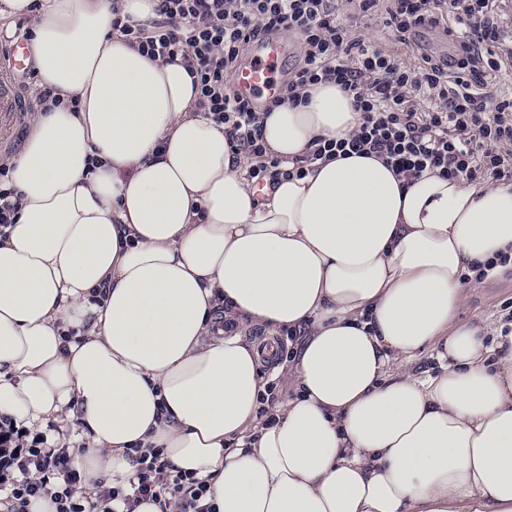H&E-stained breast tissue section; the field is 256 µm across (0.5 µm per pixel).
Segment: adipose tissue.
<instances>
[{
    "instance_id": "obj_1",
    "label": "adipose tissue",
    "mask_w": 512,
    "mask_h": 512,
    "mask_svg": "<svg viewBox=\"0 0 512 512\" xmlns=\"http://www.w3.org/2000/svg\"><path fill=\"white\" fill-rule=\"evenodd\" d=\"M157 3L0 0L61 100L10 160L0 414L57 423L88 495L159 448L216 512H512V331L459 319L472 266L512 255V185L353 156L256 190L184 64L113 30ZM359 122L320 84L263 138L289 164ZM256 327L300 338L267 408Z\"/></svg>"
}]
</instances>
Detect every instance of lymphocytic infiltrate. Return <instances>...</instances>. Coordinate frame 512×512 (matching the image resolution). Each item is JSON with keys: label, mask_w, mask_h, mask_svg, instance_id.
Returning a JSON list of instances; mask_svg holds the SVG:
<instances>
[{"label": "lymphocytic infiltrate", "mask_w": 512, "mask_h": 512, "mask_svg": "<svg viewBox=\"0 0 512 512\" xmlns=\"http://www.w3.org/2000/svg\"><path fill=\"white\" fill-rule=\"evenodd\" d=\"M340 0H159L150 25L113 21L142 54L183 60L198 104L224 127L235 152L252 158L253 183L304 177L303 165L283 168L262 138V116L230 85L245 51L267 36L300 43L301 61L273 105L301 102L302 92L333 82L352 96L361 125L344 139L316 138L311 159L374 156L405 183L427 170L471 184H512V99L497 85L512 71V33L492 0H357L361 17L381 15L382 24L405 48L423 29H442L454 53L448 60L421 54L420 65L401 52L366 39L338 20ZM129 489L105 487L95 500L77 494L79 481L65 448L45 449L0 415V512H30V502L52 495L57 512H114L113 502L170 499L176 512H212L202 502L205 482L174 468L160 450L137 456Z\"/></svg>", "instance_id": "obj_1"}]
</instances>
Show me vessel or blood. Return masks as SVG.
<instances>
[{
	"instance_id": "b4317fda",
	"label": "vessel or blood",
	"mask_w": 512,
	"mask_h": 512,
	"mask_svg": "<svg viewBox=\"0 0 512 512\" xmlns=\"http://www.w3.org/2000/svg\"><path fill=\"white\" fill-rule=\"evenodd\" d=\"M288 51L287 40L274 37L257 45L252 58L238 68L234 88L255 104L277 96L282 84L281 62ZM26 42L0 43V121H13L23 106L21 79L29 56Z\"/></svg>"
}]
</instances>
